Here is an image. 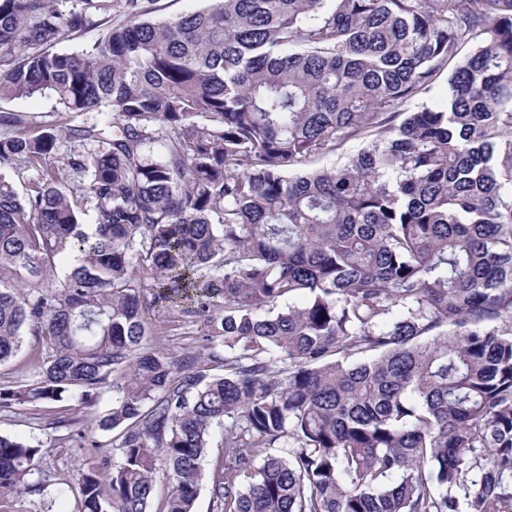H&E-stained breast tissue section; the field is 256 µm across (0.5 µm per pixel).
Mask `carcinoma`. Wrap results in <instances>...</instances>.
Returning <instances> with one entry per match:
<instances>
[{
    "label": "carcinoma",
    "mask_w": 512,
    "mask_h": 512,
    "mask_svg": "<svg viewBox=\"0 0 512 512\" xmlns=\"http://www.w3.org/2000/svg\"><path fill=\"white\" fill-rule=\"evenodd\" d=\"M67 2L0 0V102L112 111L61 165L52 122L0 111V365L41 338L0 415L108 387L119 460L61 481L0 433V500L194 512L219 427V512H512V0ZM160 309L201 344H152ZM210 0H158L157 12L160 16H175L194 12L206 7ZM455 67V62L448 64L438 75L432 90L427 94L418 95L407 100L400 107L401 112H414L423 104L428 106L438 105L442 103L448 95V76ZM364 145L363 138L351 139L338 146L335 152H330L310 167H332L343 165L351 156L356 155Z\"/></svg>",
    "instance_id": "carcinoma-1"
}]
</instances>
